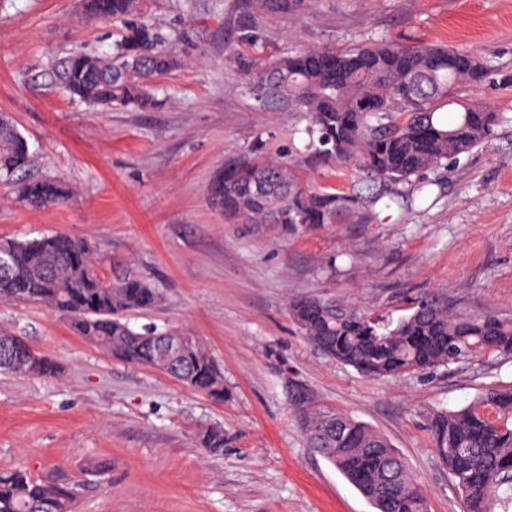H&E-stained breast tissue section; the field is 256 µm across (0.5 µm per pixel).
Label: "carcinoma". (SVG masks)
I'll list each match as a JSON object with an SVG mask.
<instances>
[{"mask_svg": "<svg viewBox=\"0 0 512 512\" xmlns=\"http://www.w3.org/2000/svg\"><path fill=\"white\" fill-rule=\"evenodd\" d=\"M141 0H83L91 20L123 24L112 56L84 53L63 59L57 78L64 92L92 106L155 109L154 81L182 64L181 37L165 35L145 19ZM258 12H292L304 0H252ZM253 55L231 51L262 107L285 105L305 121L303 148L288 158H256L226 168L207 193L224 215L242 224H332L350 213L353 194L303 181L295 163L303 158L347 164L370 182L436 184L430 174L495 136L497 113L464 98L459 89L480 86L490 67L478 52L437 44L393 40L347 50L300 47L283 56L259 51L260 35L244 36ZM28 142L13 120L0 115V183L15 187L30 207L65 203L59 179L27 174ZM12 253V269L0 275V301L40 304L68 320L71 330L121 362L158 370L184 387L224 401V376L195 336L177 329L134 330L127 313L161 301L160 291L127 264L108 276L93 250L64 233L33 239L0 238ZM306 340L327 356L373 378L397 379L448 367L483 354H512V318L492 311L450 313L429 295L412 301L411 313L394 321L334 298L307 297L288 304ZM169 336L181 339L164 356ZM0 333V372L53 376L57 365L40 355L21 364ZM307 447L322 456L375 509L427 512L426 500L403 458L367 424L319 410L291 395ZM433 447L464 496V512H512V387L492 388L456 411H436L428 422ZM199 446L217 452L224 433L202 432ZM81 493L76 481L45 482L21 469L0 471V512H73Z\"/></svg>", "mask_w": 512, "mask_h": 512, "instance_id": "1", "label": "carcinoma"}]
</instances>
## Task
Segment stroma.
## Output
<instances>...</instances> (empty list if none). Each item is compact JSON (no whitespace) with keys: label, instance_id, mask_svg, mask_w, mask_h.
<instances>
[{"label":"stroma","instance_id":"obj_1","mask_svg":"<svg viewBox=\"0 0 512 512\" xmlns=\"http://www.w3.org/2000/svg\"><path fill=\"white\" fill-rule=\"evenodd\" d=\"M163 33L194 45L160 79L157 109L104 110L69 100L54 76L76 53L108 56L121 35L88 21L80 0H0V113L26 137L35 174L64 180V205L30 209L0 187V238L62 232L86 241L99 270L132 263L161 302L130 312L134 329L198 336L224 374L217 402L153 369L113 359L36 304L0 301V331L54 361L52 377L0 372V469L82 484L77 512H373L307 448L290 395L335 408L382 434L417 480L428 512H463L427 432L491 387L512 386V354L400 381L376 380L300 335L288 304L333 297L389 317L434 295L452 311L512 317V0H306L294 14H253L247 0H143ZM257 21L266 53L298 44L341 49L384 37L465 45L493 75L466 97L497 112L494 139L392 204L362 198L337 223L283 234L237 224L207 196L224 167L276 157L301 122L262 108L226 62ZM219 429L224 448H199Z\"/></svg>","mask_w":512,"mask_h":512}]
</instances>
